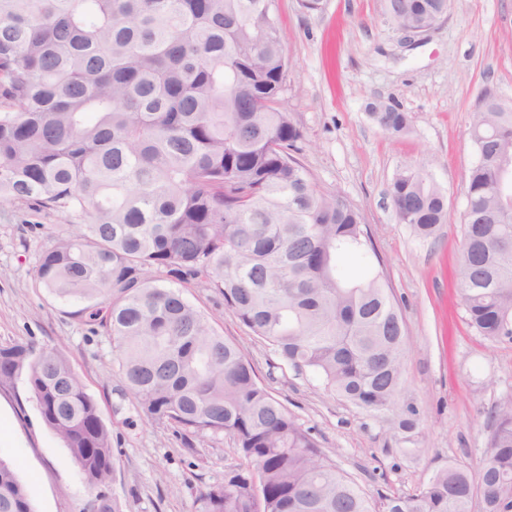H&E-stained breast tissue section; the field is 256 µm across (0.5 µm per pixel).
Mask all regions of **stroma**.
Listing matches in <instances>:
<instances>
[{"instance_id":"1","label":"stroma","mask_w":512,"mask_h":512,"mask_svg":"<svg viewBox=\"0 0 512 512\" xmlns=\"http://www.w3.org/2000/svg\"><path fill=\"white\" fill-rule=\"evenodd\" d=\"M277 7L289 61L284 98L303 133L299 159L319 188L363 213L405 321L403 397L420 411L418 428L395 431L324 392L313 373L297 372L251 335L204 280L180 290L218 334L245 348L261 383L373 501L409 495L448 462L475 465L489 411L512 395V340L478 336L450 279L477 160L470 116L484 92L512 100V0H452L447 19L411 47L401 45L381 0H323L318 13L299 0ZM377 99L408 113L405 134L388 136L372 121L368 105ZM407 165L446 198L448 220L428 239L399 223L388 195ZM67 222L29 203L0 209V347L32 343L68 356L112 433L106 490L122 512H196L200 489L223 480L238 455L224 436L187 445L172 426L148 420L116 375L102 329L79 322L77 303L39 283L37 255L50 229ZM0 458L14 464L38 512H81L93 494L23 377L0 388Z\"/></svg>"}]
</instances>
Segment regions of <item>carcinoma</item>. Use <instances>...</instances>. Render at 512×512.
Masks as SVG:
<instances>
[{"mask_svg": "<svg viewBox=\"0 0 512 512\" xmlns=\"http://www.w3.org/2000/svg\"><path fill=\"white\" fill-rule=\"evenodd\" d=\"M398 28L448 16V0H383ZM288 56L277 0H0V203L68 214L36 274L112 341L147 418L189 440L224 435L241 462L199 491L198 512H512V396L488 416L476 470L450 462L382 510L257 379L176 283L204 279L239 322L324 389L411 432L405 325L358 207L322 190L297 157L283 104ZM392 137L407 113L377 103ZM455 279L467 323L512 339V108L485 92L472 113ZM388 194L428 238L441 190L407 166ZM366 270L348 278L341 259ZM27 374L46 425L96 493L82 512H121L103 491L112 435L68 357L0 347V386ZM0 512H36L0 458Z\"/></svg>", "mask_w": 512, "mask_h": 512, "instance_id": "cac0c4a2", "label": "carcinoma"}]
</instances>
